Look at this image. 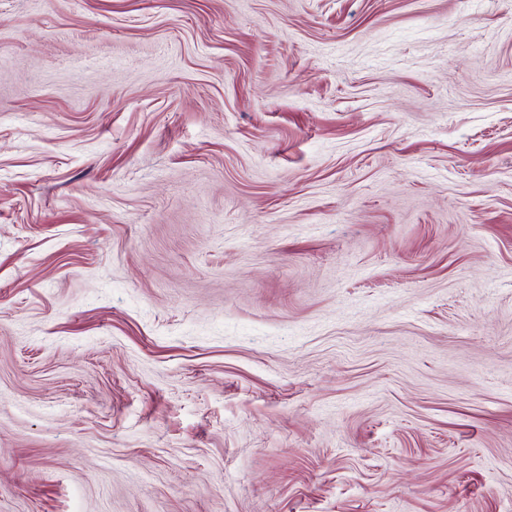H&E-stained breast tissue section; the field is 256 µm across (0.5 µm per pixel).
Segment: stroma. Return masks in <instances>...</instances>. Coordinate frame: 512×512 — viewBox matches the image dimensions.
<instances>
[{
    "label": "stroma",
    "instance_id": "35a3bbf8",
    "mask_svg": "<svg viewBox=\"0 0 512 512\" xmlns=\"http://www.w3.org/2000/svg\"><path fill=\"white\" fill-rule=\"evenodd\" d=\"M0 512H512V0H0Z\"/></svg>",
    "mask_w": 512,
    "mask_h": 512
}]
</instances>
